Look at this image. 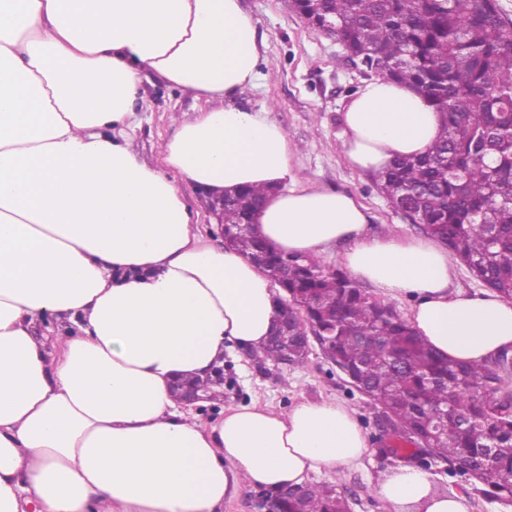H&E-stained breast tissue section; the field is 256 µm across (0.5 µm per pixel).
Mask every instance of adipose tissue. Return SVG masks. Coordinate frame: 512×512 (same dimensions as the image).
<instances>
[{
	"label": "adipose tissue",
	"mask_w": 512,
	"mask_h": 512,
	"mask_svg": "<svg viewBox=\"0 0 512 512\" xmlns=\"http://www.w3.org/2000/svg\"><path fill=\"white\" fill-rule=\"evenodd\" d=\"M264 63L243 0H0V512H224L242 486L302 485L367 454L330 401L230 404L205 421L173 397L225 350H261L276 318L269 277L202 232L181 180L265 189L253 221L270 246L336 255L354 281L408 297L444 357L512 350V302L454 287L445 245L370 234L355 196L299 178L286 131L240 103ZM147 72L202 103L153 164L133 139ZM342 122L347 164L371 175L443 127L381 78ZM376 494L394 512H470L412 467Z\"/></svg>",
	"instance_id": "1"
}]
</instances>
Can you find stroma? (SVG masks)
I'll return each mask as SVG.
<instances>
[{
  "instance_id": "obj_1",
  "label": "stroma",
  "mask_w": 512,
  "mask_h": 512,
  "mask_svg": "<svg viewBox=\"0 0 512 512\" xmlns=\"http://www.w3.org/2000/svg\"><path fill=\"white\" fill-rule=\"evenodd\" d=\"M263 38L267 63L257 89L246 103L270 117L287 132L297 151L291 163L307 182L335 187L357 196L372 214L370 230H396L406 235L417 229L407 223L377 190L371 176L351 170L338 148L343 127L341 112L361 83L342 61L337 39L309 27L288 6V0H244ZM145 105L139 114L135 141L142 158L155 160L163 140L170 138L178 121L193 117L199 104L189 95L160 84H144ZM334 401L353 410L370 445V453L348 471L326 468L313 471V484L336 485L349 502V512H389L374 493L380 480L393 471L380 452L379 412L348 379L311 348L301 365L258 367L250 354L234 349L224 355V389L203 405V419L218 417L224 405L268 402L289 409L296 402ZM428 474L437 491L466 495L471 512H512V504L483 497L473 481L450 476L446 464H432Z\"/></svg>"
}]
</instances>
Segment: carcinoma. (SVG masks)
<instances>
[{
    "label": "carcinoma",
    "instance_id": "obj_1",
    "mask_svg": "<svg viewBox=\"0 0 512 512\" xmlns=\"http://www.w3.org/2000/svg\"><path fill=\"white\" fill-rule=\"evenodd\" d=\"M298 13L326 11L346 59L373 78L406 83L443 114L440 138L374 177L411 223L443 242L481 284L512 300V31L497 0H292ZM264 190L224 197L231 246L254 253L248 228ZM289 297L326 330L325 356L349 371L397 429L430 438L426 452L512 499V392L507 358L484 366L440 356L395 307L371 300L341 270L288 257ZM307 321H288V355L306 358ZM283 512H348L334 485L288 495Z\"/></svg>",
    "mask_w": 512,
    "mask_h": 512
}]
</instances>
